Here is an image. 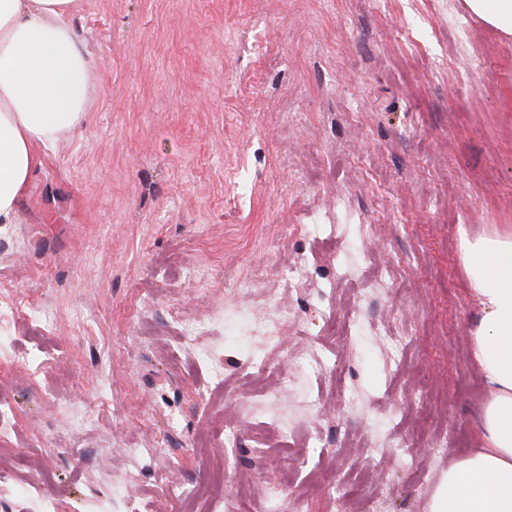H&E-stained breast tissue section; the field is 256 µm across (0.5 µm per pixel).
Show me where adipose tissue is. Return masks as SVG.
Returning <instances> with one entry per match:
<instances>
[{
    "label": "adipose tissue",
    "mask_w": 512,
    "mask_h": 512,
    "mask_svg": "<svg viewBox=\"0 0 512 512\" xmlns=\"http://www.w3.org/2000/svg\"><path fill=\"white\" fill-rule=\"evenodd\" d=\"M498 35L512 37V0H462ZM80 0H0V224L17 203L41 149L83 125L92 90L86 51L71 20ZM466 274L480 306L471 354L489 397L477 448L452 461L429 512H512V228L461 236Z\"/></svg>",
    "instance_id": "ef3b65f1"
}]
</instances>
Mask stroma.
<instances>
[{"label": "stroma", "mask_w": 512, "mask_h": 512, "mask_svg": "<svg viewBox=\"0 0 512 512\" xmlns=\"http://www.w3.org/2000/svg\"><path fill=\"white\" fill-rule=\"evenodd\" d=\"M72 23L90 109L0 230V512H328L350 490L428 512L487 396L459 230L512 227V40L462 0H81ZM268 292L292 321L273 352L247 318ZM263 356L287 393L260 397ZM86 395L101 409L77 431ZM390 435L406 457L361 446Z\"/></svg>", "instance_id": "35a3bbf8"}]
</instances>
